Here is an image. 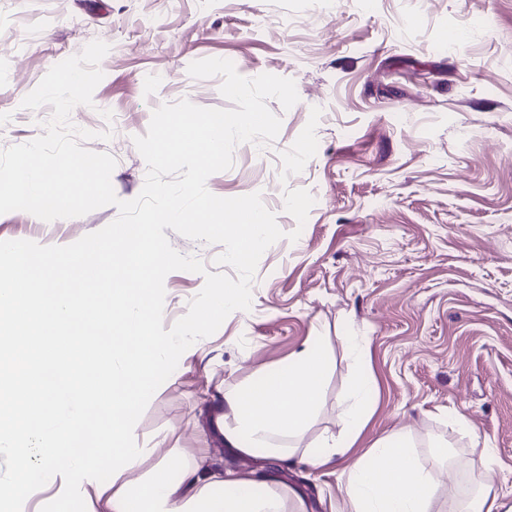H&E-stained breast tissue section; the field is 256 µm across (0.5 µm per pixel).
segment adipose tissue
<instances>
[{
  "mask_svg": "<svg viewBox=\"0 0 512 512\" xmlns=\"http://www.w3.org/2000/svg\"><path fill=\"white\" fill-rule=\"evenodd\" d=\"M113 239L119 249L92 244L101 264L84 270L102 279V287H67L77 254L54 255L37 266L21 245L0 278V358L12 371V387L0 397V425L8 428L17 468L11 497L67 483L74 471L90 482L106 471L119 486L113 512H284L277 493L239 494L243 480L231 471L209 480L197 467L174 472L161 463L149 478L126 481L145 455L125 445L138 401L174 346L155 331V271L166 259L164 247L143 225L118 227ZM328 370L329 359L314 342L286 366L226 392L220 426L226 444L246 455L293 456L281 442L299 437L312 422ZM64 403L74 413L62 426ZM33 435L44 443L36 468L23 448ZM340 480L348 512H431L432 485L402 436L376 439Z\"/></svg>",
  "mask_w": 512,
  "mask_h": 512,
  "instance_id": "ef3b65f1",
  "label": "adipose tissue"
}]
</instances>
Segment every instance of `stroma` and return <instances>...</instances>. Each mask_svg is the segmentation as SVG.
Here are the masks:
<instances>
[{"label":"stroma","instance_id":"35a3bbf8","mask_svg":"<svg viewBox=\"0 0 512 512\" xmlns=\"http://www.w3.org/2000/svg\"><path fill=\"white\" fill-rule=\"evenodd\" d=\"M454 29L463 38L452 46ZM94 40L110 46L104 77L71 121L96 134L84 148L115 158L122 200L144 185L133 139L146 135L154 109L183 99L228 107L220 78L190 77L191 62L228 59L247 78L293 79L299 94L288 110L268 100L278 137L263 149L238 145L207 188L261 193L285 234L301 235L265 251L250 310L185 351L154 393L134 428L149 454L128 479L162 460L263 471L285 512H344L348 455L321 467L282 458L268 471L263 457L231 454L213 419L225 392L317 336L332 366L299 451L343 441L350 385L368 376L370 417L356 452L406 436L437 503L468 506L489 484L512 505V0H374L368 10L359 0H0V150L43 135L52 106L28 110L23 98ZM107 129L111 138L99 139ZM289 189L315 199L305 225L284 210ZM117 215L111 205L51 222L0 214V241L68 245ZM164 285L168 329L204 277L174 271ZM345 336L362 354L342 345ZM438 440L452 446L451 460H435ZM477 443L493 460L472 453ZM76 497L83 512H112L108 496L79 479L67 492L38 487L10 512H71Z\"/></svg>","mask_w":512,"mask_h":512}]
</instances>
